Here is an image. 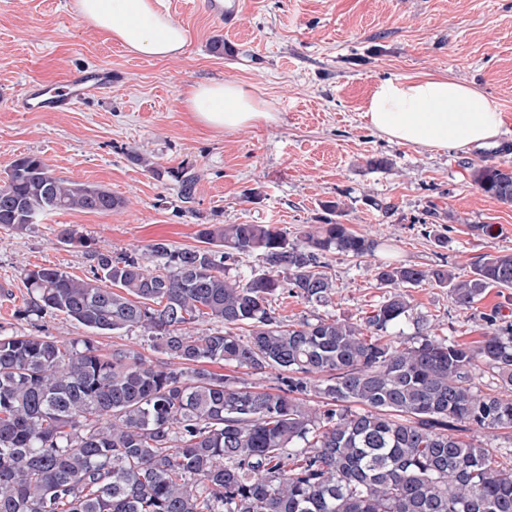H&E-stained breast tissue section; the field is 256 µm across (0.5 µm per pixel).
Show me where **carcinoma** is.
Returning a JSON list of instances; mask_svg holds the SVG:
<instances>
[{"label":"carcinoma","instance_id":"carcinoma-1","mask_svg":"<svg viewBox=\"0 0 512 512\" xmlns=\"http://www.w3.org/2000/svg\"><path fill=\"white\" fill-rule=\"evenodd\" d=\"M168 174L190 202L195 176ZM471 176L512 205V165L485 162ZM123 206L37 156L0 177V224L16 230L54 211ZM197 237L193 248L148 245L152 268L96 251L87 279L26 271V312L61 313L96 335L140 328L164 358L105 354L90 338L0 336V512H512L501 449L459 436L512 429V398L475 382L489 373L512 391V325L497 327L494 309L474 344L427 324L412 346L391 333L411 288L449 286L464 309L512 288L511 253L485 256L465 279L443 265L377 264L387 296L362 322H294L272 296L327 303L323 258L372 256L378 241L333 220L292 237L273 224H202ZM244 257L258 267L229 275ZM203 316L224 331L190 332ZM214 363L277 385L259 390ZM311 392L322 408L307 404Z\"/></svg>","mask_w":512,"mask_h":512}]
</instances>
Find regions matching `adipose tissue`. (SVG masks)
<instances>
[{"label":"adipose tissue","instance_id":"1","mask_svg":"<svg viewBox=\"0 0 512 512\" xmlns=\"http://www.w3.org/2000/svg\"><path fill=\"white\" fill-rule=\"evenodd\" d=\"M86 24L108 34L127 53L153 58L184 54L186 32L155 6V0H75ZM188 112L215 131H237L274 116L249 87L235 80L190 86ZM389 139L429 149L465 150L496 138L499 110L477 89L434 75L379 80L364 112Z\"/></svg>","mask_w":512,"mask_h":512}]
</instances>
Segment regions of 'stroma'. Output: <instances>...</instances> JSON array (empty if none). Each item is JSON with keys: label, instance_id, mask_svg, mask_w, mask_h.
Wrapping results in <instances>:
<instances>
[{"label": "stroma", "instance_id": "1", "mask_svg": "<svg viewBox=\"0 0 512 512\" xmlns=\"http://www.w3.org/2000/svg\"><path fill=\"white\" fill-rule=\"evenodd\" d=\"M74 0H0V170L22 155L42 157L57 176L105 187L124 208L100 214L52 212L29 229L0 225V334L88 337L64 315H24L26 270L57 267L91 277L92 251L125 254L145 265L148 244L198 246L202 224H273L297 232L328 218L377 239L374 256L327 255L335 288L329 304L284 294L272 303L289 320L333 317L356 322L386 291L378 263L443 265L470 272L486 255L512 253V207L482 194L473 166L512 164V0H240V23L209 20L198 0H160L188 37L175 59L134 57L88 26ZM227 53L213 54V38ZM102 66L112 86L65 112H21L14 106L33 80L52 83L69 70ZM442 75L475 85L503 114L493 141L458 150L401 144L363 116L374 84L385 77ZM232 79L252 86L275 112L272 124L217 132L186 112L192 84ZM155 168L190 170L192 203ZM387 159L373 169L370 158ZM337 202L329 215L322 204ZM73 228L86 246L66 244ZM447 236L438 243L434 235ZM405 345L416 319L459 342L480 340V313L498 310L512 324V288H494L475 308L459 307L449 289H412Z\"/></svg>", "mask_w": 512, "mask_h": 512}]
</instances>
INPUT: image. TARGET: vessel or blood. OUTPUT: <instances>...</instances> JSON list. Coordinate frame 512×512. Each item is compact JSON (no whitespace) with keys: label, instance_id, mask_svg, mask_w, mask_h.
<instances>
[{"label":"vessel or blood","instance_id":"obj_1","mask_svg":"<svg viewBox=\"0 0 512 512\" xmlns=\"http://www.w3.org/2000/svg\"><path fill=\"white\" fill-rule=\"evenodd\" d=\"M203 8L213 21L221 25H234L240 17L238 0H204ZM111 85V69L73 70L57 81L51 90L40 82L29 83L15 105L23 112L64 111Z\"/></svg>","mask_w":512,"mask_h":512}]
</instances>
